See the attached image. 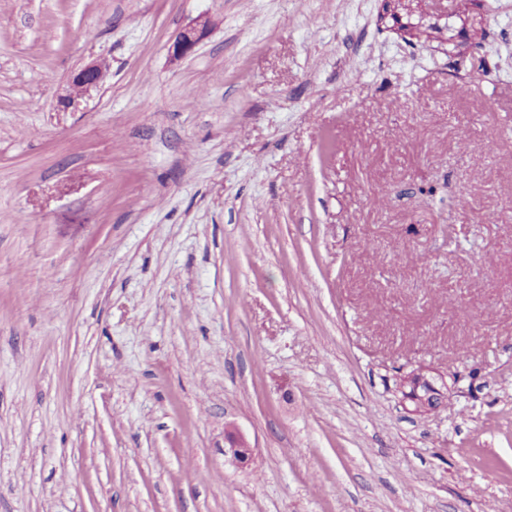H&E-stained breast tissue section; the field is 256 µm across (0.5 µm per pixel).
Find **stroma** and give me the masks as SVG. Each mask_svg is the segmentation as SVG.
<instances>
[{
	"mask_svg": "<svg viewBox=\"0 0 512 512\" xmlns=\"http://www.w3.org/2000/svg\"><path fill=\"white\" fill-rule=\"evenodd\" d=\"M0 512H512V0H0ZM210 29V19L203 16L192 25L181 30L170 45L171 57L179 60L191 55L196 47L207 37ZM108 72L109 65L101 60L92 61L83 66L69 81L66 94L60 98L61 106L67 109L88 95L91 90L100 87L106 80ZM403 386L409 388L405 391V399L411 401L414 409L420 414H426L430 403L436 405L441 402L443 392V381L438 385V379L431 376L428 370L417 369L404 376ZM225 454H229L231 458L238 464H246L253 455V449L235 428H227L224 434Z\"/></svg>",
	"mask_w": 512,
	"mask_h": 512,
	"instance_id": "1",
	"label": "stroma"
}]
</instances>
